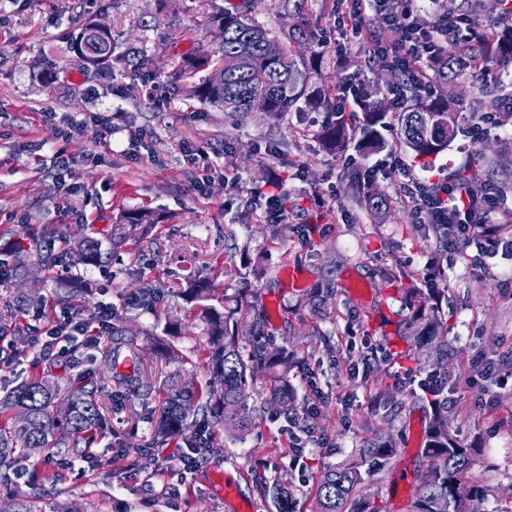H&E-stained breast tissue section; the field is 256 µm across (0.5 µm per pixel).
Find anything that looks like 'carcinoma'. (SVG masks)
Segmentation results:
<instances>
[{"mask_svg":"<svg viewBox=\"0 0 512 512\" xmlns=\"http://www.w3.org/2000/svg\"><path fill=\"white\" fill-rule=\"evenodd\" d=\"M279 7L300 18L298 26L281 37L271 33L254 15V0H239L230 7L216 10L210 22L218 27L224 56V80L215 81L209 70L215 66L213 54L200 51L181 58L180 69L174 76L171 89L186 90L199 102L245 118L254 112L268 117H284L292 112H326L336 108V93L343 83L339 71H330V65L321 51L305 59L295 54L297 44L312 37L315 22L308 16V0H278ZM71 49L86 72L112 69L117 59L116 42L112 31L101 30L96 20L88 18L73 34ZM470 53L485 62L512 63V24L503 22L496 38L470 47ZM460 105L443 97L422 99L407 92L402 108L395 112L400 124L401 140L413 161L424 166L448 149L460 132L455 114ZM356 111L362 113V124L352 129L343 111L323 126L319 133L322 148L330 153H342L350 148L363 156L386 149L381 135L387 112L370 100L364 92ZM349 188L358 196L362 207L375 214L387 208V198L378 195L373 180L364 179L357 170L344 172ZM455 183L471 186L494 183L491 176L481 177L468 169L452 175ZM151 212L136 208L112 225L109 251L101 249L95 239L83 237L73 240L61 234L59 252L43 251L44 242L38 235L27 237L28 246L12 245L11 275L19 278L28 272L27 254L32 252L47 265L63 261L70 254L87 265L98 266L112 252L123 248L128 237L139 231L146 234L152 228ZM383 279L404 285L400 289L408 314L395 322L396 329L386 335L388 355L412 363L415 373L420 353L434 347L448 355V346L436 344L442 335L444 322L442 305L433 300L431 288H421L415 274L401 268H386L380 272ZM187 291L203 302L199 320L209 349L204 360L219 377V386H209L206 394L175 385L161 388L148 382L133 368L128 373L113 376L116 393L135 395L148 404L158 395L161 412L153 427V444L162 445L173 435L186 429L203 434L215 428L244 433L252 424L255 409L249 407L251 392L258 386L263 373L273 381L266 390L267 401L279 406V413L295 414V391L288 381V371L295 364L294 352L288 345H278L265 332L269 316L262 307L251 306L250 328L239 334V309L226 305L224 297L214 296L210 281L197 279ZM332 292L325 288L310 291V300L321 316L331 319L336 311L325 305ZM112 346L102 351V358L112 364L120 351L134 344L126 320L120 312L112 314L109 325ZM97 382L91 373L81 375L77 382L68 378L48 384L35 377L27 378L0 397V470H13L19 459L20 448H70L81 452L80 441L93 437L103 425L101 408L96 400ZM431 415L424 432V453L427 463L416 471V494L411 512H436L439 505H448V512H479L478 505L486 498V489L472 481L471 471L476 463L477 449L461 442L448 424V386L433 389L429 400ZM72 442H65L64 435ZM397 449L382 432L374 433L364 441L358 457L339 466H330L322 473L316 488L312 512H382L375 498L358 495L364 476L384 470ZM260 492L280 502L287 512L288 492L281 485L261 484Z\"/></svg>","mask_w":512,"mask_h":512,"instance_id":"1","label":"carcinoma"}]
</instances>
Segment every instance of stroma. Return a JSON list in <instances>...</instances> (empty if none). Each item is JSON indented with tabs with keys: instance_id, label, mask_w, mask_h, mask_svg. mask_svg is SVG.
Returning a JSON list of instances; mask_svg holds the SVG:
<instances>
[{
	"instance_id": "1",
	"label": "stroma",
	"mask_w": 512,
	"mask_h": 512,
	"mask_svg": "<svg viewBox=\"0 0 512 512\" xmlns=\"http://www.w3.org/2000/svg\"><path fill=\"white\" fill-rule=\"evenodd\" d=\"M224 5L225 0H0V249L46 227L102 240L133 208H146L155 218L151 232L129 241L110 264L87 266L71 256L48 272L34 258L26 281L0 280V390L36 371L32 356L14 355L29 323L19 293L38 292L49 311L55 290L78 278L90 286L70 304L81 318L94 319L99 306L109 304L135 328L178 325L173 343L184 352L183 360L160 359L142 341L135 362H119L118 372L135 366L160 381L173 377L186 388L212 381L202 360L207 341L194 324L197 305L183 294L187 277L203 275L228 295L240 292L248 303L267 307L276 342H287L296 354L288 373L296 407L302 412L314 406L313 421L329 441L307 445L309 476L299 483L288 468L292 441L282 428L284 418L255 395L248 401L256 409L251 428L243 434L217 431L183 482L173 470L154 473L152 460L178 456L187 433L162 448L151 447L152 407L136 397L113 401L109 383L98 395L104 430L86 446L98 466L77 473L65 468L76 460L75 452L27 450L20 472H0V501L20 500L34 512H60L64 506L71 512H228L218 487L225 476L253 512H279L277 503L260 493V479L285 484L297 512H309L322 472L355 458L365 439L381 431L397 453L388 469L367 480L365 491L385 512L409 510L414 473L425 462L423 426L431 409L418 384L402 380L405 364L386 356V328L374 316L381 309L397 316L403 306L378 272L397 267L426 276L435 240L418 232L401 201L403 183L411 177L442 178L464 167L481 171L488 159L512 155V115L503 114L501 125L491 129L487 112H468L461 133L430 168L413 163L394 124L383 132L388 147L380 154L333 155L316 139L322 113L239 120L210 106L190 105L181 92L151 97L142 73L127 65L86 74L69 49L85 19L97 18L111 27L121 51L145 60L160 85L174 77L183 54L218 50L220 33L208 16ZM336 37L337 44L315 39L301 51L321 50L340 59L345 76L388 101V75L369 64L366 43L341 30ZM501 72L496 64L484 75L462 70L435 89L469 108ZM103 111L122 115L107 145L96 135L95 115ZM67 119L80 128L65 141L61 129ZM61 148L77 158L71 179L77 191L69 197L53 181L52 157ZM190 148L208 153L216 167L211 176L187 160ZM352 166L375 172L378 189L391 198L384 216L369 214L348 192L342 175ZM275 174L297 203L284 224L267 221L263 207L246 202L251 189L265 186ZM315 187L323 204L309 197ZM216 255L223 256L222 267L210 266ZM489 264L486 270L476 265L469 250L448 253L436 285L448 325V384L455 399L450 427L461 441L479 448L471 478L488 490L480 510L498 512L512 502V394L488 403L468 379L482 357L512 363V281L503 279L512 271V252H499ZM317 284L334 290L329 305L336 310L335 322L299 303ZM142 288L155 289L152 306L124 307L126 296ZM350 339L357 345L352 354L346 350ZM382 393L397 402L388 418L375 406ZM53 474L60 482H50Z\"/></svg>"
}]
</instances>
